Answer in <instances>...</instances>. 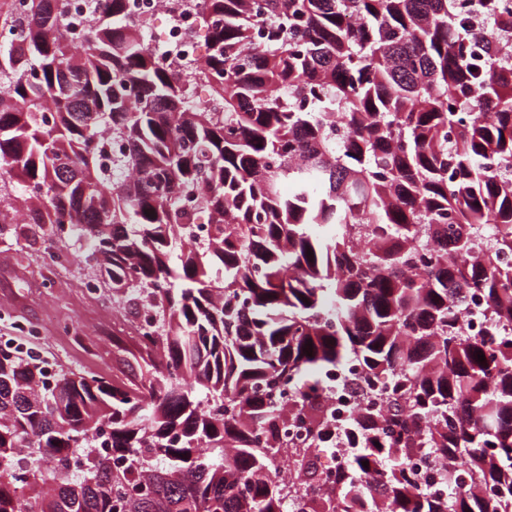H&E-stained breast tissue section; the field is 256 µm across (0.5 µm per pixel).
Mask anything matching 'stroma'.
<instances>
[{"label": "stroma", "mask_w": 512, "mask_h": 512, "mask_svg": "<svg viewBox=\"0 0 512 512\" xmlns=\"http://www.w3.org/2000/svg\"><path fill=\"white\" fill-rule=\"evenodd\" d=\"M57 248L48 225L0 226V337L19 338L18 323L34 324L41 333L33 350L57 368L139 378L149 358L121 331L131 313L110 288L86 290L100 275L94 262H51Z\"/></svg>", "instance_id": "obj_1"}]
</instances>
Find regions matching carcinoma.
I'll return each instance as SVG.
<instances>
[{
  "instance_id": "cac0c4a2",
  "label": "carcinoma",
  "mask_w": 512,
  "mask_h": 512,
  "mask_svg": "<svg viewBox=\"0 0 512 512\" xmlns=\"http://www.w3.org/2000/svg\"><path fill=\"white\" fill-rule=\"evenodd\" d=\"M470 2L479 33L461 0H165L196 8L188 74L125 0H87L78 44L66 0H4L0 165L25 195L0 223L40 197L30 223L87 242L159 356L49 383L0 346V512H512V5ZM186 198L208 219L176 270ZM474 293L495 347L462 328ZM351 360L365 405L339 426L316 391Z\"/></svg>"
}]
</instances>
